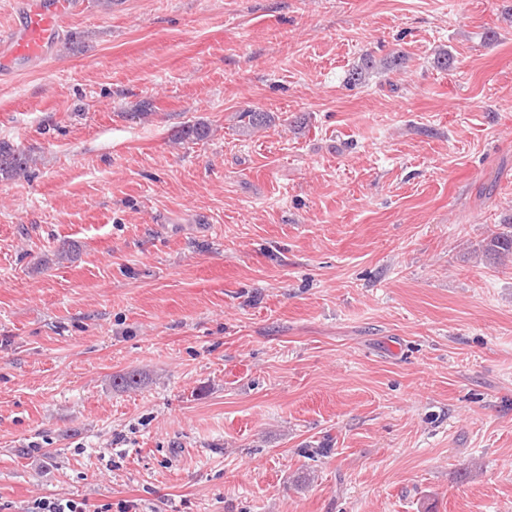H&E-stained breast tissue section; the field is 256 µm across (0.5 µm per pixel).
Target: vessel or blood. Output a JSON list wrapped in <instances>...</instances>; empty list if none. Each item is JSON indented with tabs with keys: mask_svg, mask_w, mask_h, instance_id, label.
<instances>
[{
	"mask_svg": "<svg viewBox=\"0 0 512 512\" xmlns=\"http://www.w3.org/2000/svg\"><path fill=\"white\" fill-rule=\"evenodd\" d=\"M71 5L72 0H24L19 24L0 30V41L11 46L9 53H0V71L49 54L59 39L58 20Z\"/></svg>",
	"mask_w": 512,
	"mask_h": 512,
	"instance_id": "obj_1",
	"label": "vessel or blood"
}]
</instances>
